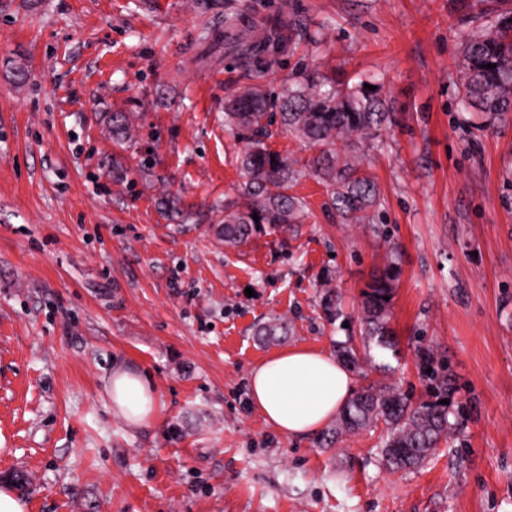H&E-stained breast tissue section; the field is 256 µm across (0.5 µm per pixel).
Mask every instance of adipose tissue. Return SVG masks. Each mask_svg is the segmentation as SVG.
I'll list each match as a JSON object with an SVG mask.
<instances>
[{
    "label": "adipose tissue",
    "instance_id": "obj_1",
    "mask_svg": "<svg viewBox=\"0 0 512 512\" xmlns=\"http://www.w3.org/2000/svg\"><path fill=\"white\" fill-rule=\"evenodd\" d=\"M355 390L353 375L329 352L291 346L268 357L248 378V402L282 436L318 433L343 408ZM112 404L130 426L150 421L155 389L141 374L116 369Z\"/></svg>",
    "mask_w": 512,
    "mask_h": 512
}]
</instances>
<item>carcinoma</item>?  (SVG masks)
<instances>
[{
    "label": "carcinoma",
    "mask_w": 512,
    "mask_h": 512,
    "mask_svg": "<svg viewBox=\"0 0 512 512\" xmlns=\"http://www.w3.org/2000/svg\"><path fill=\"white\" fill-rule=\"evenodd\" d=\"M488 63L495 68H485ZM458 71L465 110L481 114L489 127L512 121V11L472 26L460 47ZM366 83L375 89L364 88ZM395 120L394 101L383 92V83H352L341 73L297 80L274 100L261 84L237 90L224 103V127L244 143L236 157L244 182L237 198L224 201V244L246 242L263 224L290 228L304 223L307 204L291 190L308 173L328 186L329 206L340 223L370 220L382 198L374 177L362 168V153L379 146L382 132ZM111 122L115 139L134 136L124 113H112ZM276 123L318 154L303 163L271 150L266 140ZM400 274V267L391 262L373 271L365 284L359 327L366 345H390L388 319ZM423 368L431 369L427 379L435 401L415 402L392 383L369 384L349 400L323 442L330 446L344 434L382 423L387 469L395 473L422 465L453 435L448 405L442 403L450 390L448 378L433 369L429 352L423 356Z\"/></svg>",
    "instance_id": "obj_1"
}]
</instances>
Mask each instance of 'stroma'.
<instances>
[{"mask_svg":"<svg viewBox=\"0 0 512 512\" xmlns=\"http://www.w3.org/2000/svg\"><path fill=\"white\" fill-rule=\"evenodd\" d=\"M511 8L0 0V485L27 474L29 512H512V123L480 128L456 67L469 17ZM271 21L272 94L312 71L384 75L397 121L364 167L385 205L338 223L309 176L298 232L266 224L230 248L216 229L242 145L224 100L248 82L238 30ZM114 112L131 141H113ZM389 260L391 345L360 349L356 387L425 400L428 350L455 390V434L406 474L382 467V428L326 448L279 435L247 395L279 350L357 335ZM275 318L287 336L261 341ZM117 368L156 390L143 427L113 411Z\"/></svg>","mask_w":512,"mask_h":512,"instance_id":"obj_1","label":"stroma"}]
</instances>
